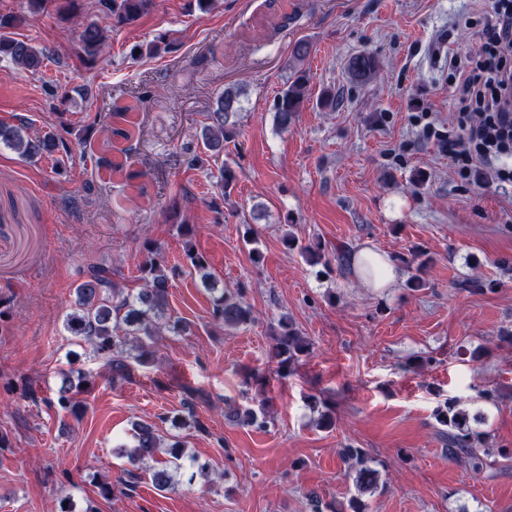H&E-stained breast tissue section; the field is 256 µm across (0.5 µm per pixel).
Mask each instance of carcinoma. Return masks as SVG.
Wrapping results in <instances>:
<instances>
[{"label": "carcinoma", "instance_id": "1", "mask_svg": "<svg viewBox=\"0 0 512 512\" xmlns=\"http://www.w3.org/2000/svg\"><path fill=\"white\" fill-rule=\"evenodd\" d=\"M152 0H93L95 11L115 24H130L144 13ZM21 23L17 15L0 13V62L7 61L14 68L38 72L48 58L44 47L13 36V29ZM107 30L98 24L82 23L78 27L76 56L87 68L94 67L105 53ZM171 49V43L161 37L154 42L132 49L131 55L140 58L152 56ZM350 73L360 79L369 77L376 69V60L366 52L352 57L348 65ZM309 101L307 75L301 68L295 69L286 86L279 92L273 103L275 118L282 129L290 126L298 112ZM239 110V94L228 88L219 95L211 111L206 113V123L195 137L202 145V151L185 159L187 166L197 167L205 160H219L224 153V142L233 136L229 119ZM0 143L13 149L20 157L31 159L44 154L51 155L62 149L69 151V145L51 133L41 138L27 134V121L19 119L16 125H0ZM284 245L290 250L299 249L302 257L312 265L328 266L322 244L318 241L302 245L292 235L284 238ZM149 257L139 266V279L143 288L136 294L127 293L115 281L119 271L105 264L91 263L82 272L80 282L72 288V300L65 315V329L77 340L89 344L100 355L112 378L124 377L132 364H143L154 354L156 336L162 330L173 334L187 331V325L174 319L168 313L169 277L162 258L156 250L147 249ZM185 257L190 272L199 276L202 285L213 294L212 320L223 328H237L253 319L252 309L241 298L240 289L218 287V279L211 272L209 262L190 244H185ZM274 355L280 366H289L311 351V344L302 336L293 321L283 316L274 333ZM86 381V374L80 368H72L64 374L57 391L56 402L62 409L78 417L83 405L74 400ZM196 393L187 392L183 412L176 422L183 426L202 429L196 418ZM437 422L448 428V454L459 452L475 460V467L482 465L477 448L484 441V435L469 427L468 414L456 408V402L448 401L435 410ZM118 454L125 457L129 468L124 473L139 478V473L148 476L153 487L160 491H171L178 483V470L186 456L183 441L159 433L155 424L137 421L134 424L132 444L118 448ZM343 462L355 466L353 481L361 492H375L380 485L379 471L369 464L365 452L352 445L339 452Z\"/></svg>", "mask_w": 512, "mask_h": 512}]
</instances>
